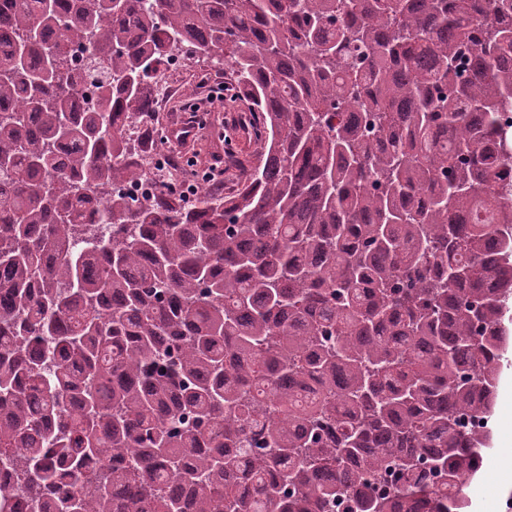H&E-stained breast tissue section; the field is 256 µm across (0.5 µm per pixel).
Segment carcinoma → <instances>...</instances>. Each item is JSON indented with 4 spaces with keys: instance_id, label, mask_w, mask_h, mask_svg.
<instances>
[{
    "instance_id": "1",
    "label": "carcinoma",
    "mask_w": 512,
    "mask_h": 512,
    "mask_svg": "<svg viewBox=\"0 0 512 512\" xmlns=\"http://www.w3.org/2000/svg\"><path fill=\"white\" fill-rule=\"evenodd\" d=\"M0 33V499L465 512L509 336L512 0H10ZM185 40L259 164L136 208L158 143L127 127Z\"/></svg>"
}]
</instances>
